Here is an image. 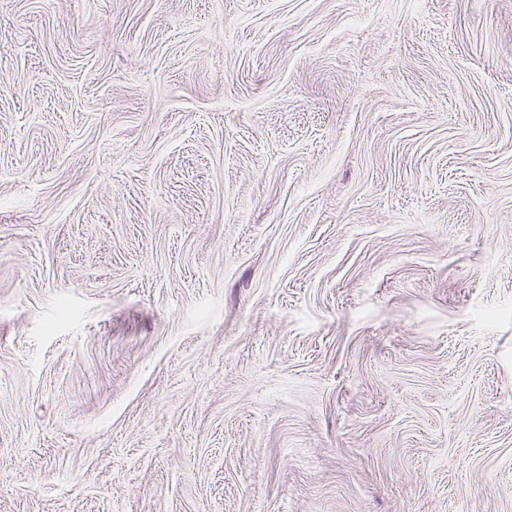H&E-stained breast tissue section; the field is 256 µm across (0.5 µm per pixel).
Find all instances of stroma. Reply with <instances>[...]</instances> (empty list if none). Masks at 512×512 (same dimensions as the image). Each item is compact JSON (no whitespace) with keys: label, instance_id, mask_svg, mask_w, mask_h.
Masks as SVG:
<instances>
[{"label":"stroma","instance_id":"stroma-1","mask_svg":"<svg viewBox=\"0 0 512 512\" xmlns=\"http://www.w3.org/2000/svg\"><path fill=\"white\" fill-rule=\"evenodd\" d=\"M0 512H512V0H0Z\"/></svg>","mask_w":512,"mask_h":512}]
</instances>
